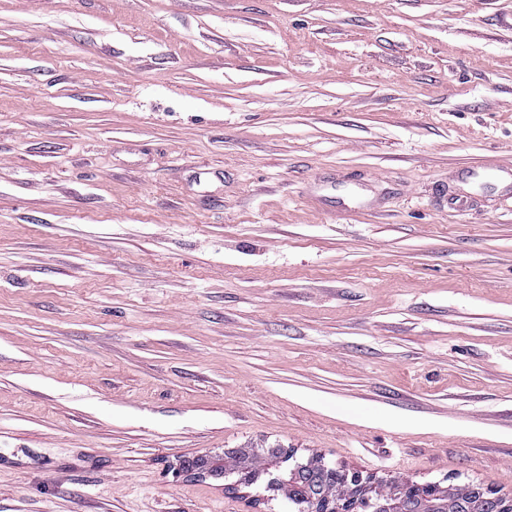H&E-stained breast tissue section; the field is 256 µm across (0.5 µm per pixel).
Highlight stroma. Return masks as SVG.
<instances>
[{
    "instance_id": "obj_1",
    "label": "stroma",
    "mask_w": 512,
    "mask_h": 512,
    "mask_svg": "<svg viewBox=\"0 0 512 512\" xmlns=\"http://www.w3.org/2000/svg\"><path fill=\"white\" fill-rule=\"evenodd\" d=\"M501 167L512 0H0V512L512 496ZM243 448H231L224 451V456L215 462L209 461L204 457L184 461L182 464L183 469L201 470L207 472L211 478H222L226 471L237 470L242 465ZM345 477L342 471L329 465L324 470L301 468L288 489V502L297 506L299 502L315 501L341 497L345 493ZM440 485V484H439ZM481 485L476 484H464L458 487L456 496L454 499L448 501V486L444 487L440 485V494L438 497L444 500V504L448 501L447 512H468L469 505L473 498H477Z\"/></svg>"
}]
</instances>
